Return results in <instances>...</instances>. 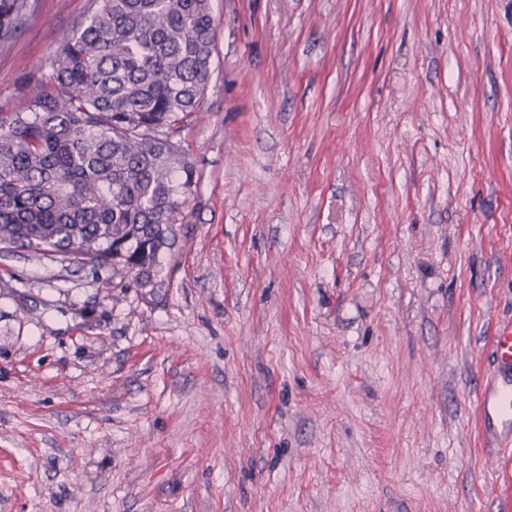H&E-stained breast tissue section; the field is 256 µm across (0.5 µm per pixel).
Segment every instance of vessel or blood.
<instances>
[{"label":"vessel or blood","instance_id":"vessel-or-blood-1","mask_svg":"<svg viewBox=\"0 0 512 512\" xmlns=\"http://www.w3.org/2000/svg\"><path fill=\"white\" fill-rule=\"evenodd\" d=\"M491 344L499 363L500 379L478 396L482 423L492 436L512 445V326L497 329Z\"/></svg>","mask_w":512,"mask_h":512}]
</instances>
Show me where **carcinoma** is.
Segmentation results:
<instances>
[{
    "label": "carcinoma",
    "mask_w": 512,
    "mask_h": 512,
    "mask_svg": "<svg viewBox=\"0 0 512 512\" xmlns=\"http://www.w3.org/2000/svg\"><path fill=\"white\" fill-rule=\"evenodd\" d=\"M48 58L46 90L0 112V252L76 250L148 293L175 240L194 168L153 132L196 116L211 73V0H94ZM32 0H0V42Z\"/></svg>",
    "instance_id": "obj_1"
}]
</instances>
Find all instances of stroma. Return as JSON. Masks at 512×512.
Masks as SVG:
<instances>
[{"label": "stroma", "mask_w": 512, "mask_h": 512, "mask_svg": "<svg viewBox=\"0 0 512 512\" xmlns=\"http://www.w3.org/2000/svg\"><path fill=\"white\" fill-rule=\"evenodd\" d=\"M90 0H35L0 112ZM163 286L0 254V512H512V0H212ZM491 344L499 363L500 379L478 395L477 408L482 423L492 436L512 445V326L497 329Z\"/></svg>", "instance_id": "stroma-1"}]
</instances>
